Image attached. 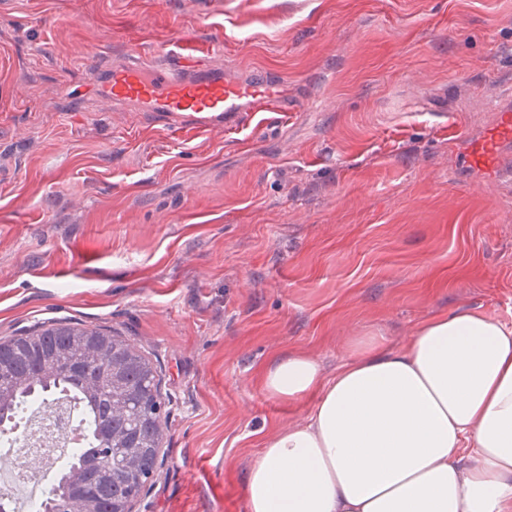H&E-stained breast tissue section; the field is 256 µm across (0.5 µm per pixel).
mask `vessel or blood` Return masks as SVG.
<instances>
[{
    "label": "vessel or blood",
    "mask_w": 512,
    "mask_h": 512,
    "mask_svg": "<svg viewBox=\"0 0 512 512\" xmlns=\"http://www.w3.org/2000/svg\"><path fill=\"white\" fill-rule=\"evenodd\" d=\"M176 54L178 63L173 67L137 60L102 70L93 58L88 69L102 98L137 112L158 113L172 128L196 134L245 114L259 117L273 112L284 118L294 109L280 83L262 73L234 78L214 67L208 53L183 46ZM492 110L495 121L480 139L452 125L448 148L469 146L471 166L495 174L512 163V94L495 97Z\"/></svg>",
    "instance_id": "vessel-or-blood-1"
}]
</instances>
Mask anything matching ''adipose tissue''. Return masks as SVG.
I'll return each instance as SVG.
<instances>
[{"mask_svg": "<svg viewBox=\"0 0 512 512\" xmlns=\"http://www.w3.org/2000/svg\"><path fill=\"white\" fill-rule=\"evenodd\" d=\"M262 384L313 405L265 441L244 478L247 512H512V326L456 310L401 351L354 338L329 379L281 353Z\"/></svg>", "mask_w": 512, "mask_h": 512, "instance_id": "ef3b65f1", "label": "adipose tissue"}]
</instances>
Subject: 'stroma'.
I'll return each mask as SVG.
<instances>
[{
    "label": "stroma",
    "mask_w": 512,
    "mask_h": 512,
    "mask_svg": "<svg viewBox=\"0 0 512 512\" xmlns=\"http://www.w3.org/2000/svg\"><path fill=\"white\" fill-rule=\"evenodd\" d=\"M286 82L287 125L173 131L100 99L86 65L159 60ZM512 91V0H0V337L74 321L157 369L163 462L139 512H246L288 351L334 376L354 337L406 348L469 310L512 325V179L463 167Z\"/></svg>",
    "instance_id": "1"
}]
</instances>
